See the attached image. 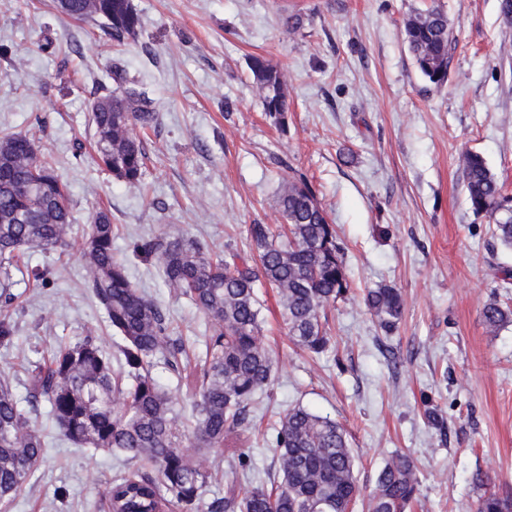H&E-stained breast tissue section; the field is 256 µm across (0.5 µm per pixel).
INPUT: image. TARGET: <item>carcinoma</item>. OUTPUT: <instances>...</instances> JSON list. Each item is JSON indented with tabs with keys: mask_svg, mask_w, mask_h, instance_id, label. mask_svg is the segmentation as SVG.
I'll list each match as a JSON object with an SVG mask.
<instances>
[{
	"mask_svg": "<svg viewBox=\"0 0 512 512\" xmlns=\"http://www.w3.org/2000/svg\"><path fill=\"white\" fill-rule=\"evenodd\" d=\"M116 45L138 36L141 19L131 0H97ZM405 40L420 72L435 85L448 80L452 33L437 6L405 23ZM253 80L265 112L285 126L288 95L282 70L254 57ZM115 87L101 88L91 103L95 148L100 165L127 184L141 182L147 152L136 127L157 121L152 100L113 71ZM464 182L471 208L492 219V235L512 248V199L506 198L485 159L464 157ZM281 224L249 228L257 260L232 254L218 257L208 245L182 235L141 239L132 254L154 262L167 287L188 298L211 322L203 341L201 371L192 373L198 387L193 427L198 456L185 452V426L171 395L153 374L161 357L177 372L186 355L170 336L162 309L133 284L127 260L112 251L114 225L106 210L97 212L84 242L85 287L104 310L118 340L120 371L112 357L86 336L54 348L47 363L34 366L29 379L34 396L44 398L49 415L69 441L122 456L136 465L114 480L109 490L112 512H162L164 503L192 506L209 475L201 455L224 447V436L245 423L256 393L269 385L274 359L262 334L256 288L266 284L279 297L288 335L305 352L318 356L331 337L322 321L326 306L347 298L351 284L336 231L303 175L288 182L279 198ZM70 210L68 192L52 163L39 153L33 137L16 132L0 136V309L15 300L11 291L19 266L15 258L29 249L54 250L66 245ZM365 305L378 327L392 332L403 311L400 291L379 286L366 291ZM487 332L512 323V308L493 299L484 304ZM277 478L240 497L224 501V512H348L359 495L355 459L344 428L304 407L279 420L272 441ZM44 455V440L31 425L10 379L0 374V503L9 505L23 489ZM417 468L396 455L378 472L369 500L370 512H407L416 499ZM478 512H512V501L489 492Z\"/></svg>",
	"mask_w": 512,
	"mask_h": 512,
	"instance_id": "carcinoma-1",
	"label": "carcinoma"
}]
</instances>
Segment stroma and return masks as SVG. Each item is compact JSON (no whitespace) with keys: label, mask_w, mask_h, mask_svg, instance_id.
Listing matches in <instances>:
<instances>
[{"label":"stroma","mask_w":512,"mask_h":512,"mask_svg":"<svg viewBox=\"0 0 512 512\" xmlns=\"http://www.w3.org/2000/svg\"><path fill=\"white\" fill-rule=\"evenodd\" d=\"M132 3L142 28L118 46L101 23L62 15L56 0H0V130L32 133L54 156L71 209L67 247L20 257L51 278L15 285L16 339L0 346V369L46 447L0 512H109L108 487L130 469L66 440L28 386V368L58 344L93 336L116 351L84 286L83 243L96 213L111 212L114 253L193 359L205 317L166 286L158 264L133 258V243L179 234L219 256L250 255L249 226L276 223L278 197L297 172L336 227L352 295L328 307L332 344L312 357L290 341L275 289L260 288L274 376L248 422L209 455L212 481L192 512L275 473L274 427L297 405L345 427L364 492L385 462L411 457L420 485L410 512H477L487 489L512 498V324L491 335L482 321L486 302L512 300V249L472 211L463 176L465 154L479 153L512 196V19L500 0ZM435 4L455 39L440 86L420 73L404 39L406 19ZM48 39L54 49L41 51ZM254 56L286 76V127L264 110ZM117 67L158 116L140 132L148 160L135 186L104 171L94 150L89 106ZM381 285L404 300L389 333L363 304ZM154 374L192 424L196 398L185 379L161 361ZM432 409L442 426L428 422ZM478 472L488 488L475 485Z\"/></svg>","instance_id":"obj_1"}]
</instances>
